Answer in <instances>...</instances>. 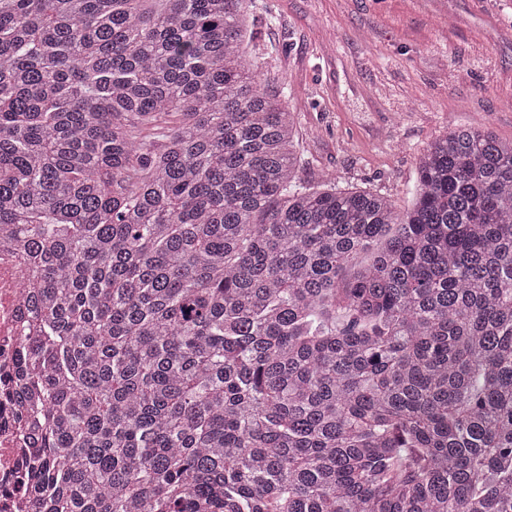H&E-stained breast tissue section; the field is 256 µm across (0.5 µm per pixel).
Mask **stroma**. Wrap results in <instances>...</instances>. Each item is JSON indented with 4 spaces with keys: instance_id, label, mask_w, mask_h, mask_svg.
I'll use <instances>...</instances> for the list:
<instances>
[{
    "instance_id": "1",
    "label": "stroma",
    "mask_w": 512,
    "mask_h": 512,
    "mask_svg": "<svg viewBox=\"0 0 512 512\" xmlns=\"http://www.w3.org/2000/svg\"><path fill=\"white\" fill-rule=\"evenodd\" d=\"M249 51L296 119L300 176L405 210L448 130L512 141V0H253Z\"/></svg>"
}]
</instances>
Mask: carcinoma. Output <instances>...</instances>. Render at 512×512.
Instances as JSON below:
<instances>
[{
	"mask_svg": "<svg viewBox=\"0 0 512 512\" xmlns=\"http://www.w3.org/2000/svg\"><path fill=\"white\" fill-rule=\"evenodd\" d=\"M0 0L32 512H512V146L299 176L252 0Z\"/></svg>",
	"mask_w": 512,
	"mask_h": 512,
	"instance_id": "carcinoma-1",
	"label": "carcinoma"
}]
</instances>
